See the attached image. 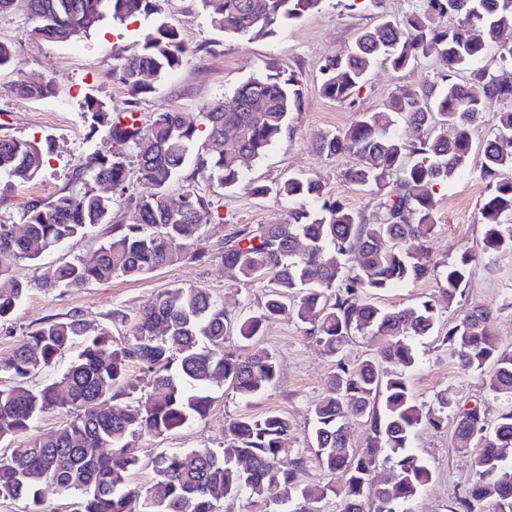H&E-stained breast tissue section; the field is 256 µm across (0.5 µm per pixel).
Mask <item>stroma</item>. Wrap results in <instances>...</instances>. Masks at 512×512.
<instances>
[{
	"mask_svg": "<svg viewBox=\"0 0 512 512\" xmlns=\"http://www.w3.org/2000/svg\"><path fill=\"white\" fill-rule=\"evenodd\" d=\"M418 7V0H361L356 8L351 0H323L318 10L290 22L275 35L248 40L224 35L200 9L198 0H165L163 14L179 29L188 53L180 68L156 82L151 93L136 98L114 77L112 68L118 58L137 48L151 30L152 19L123 26L107 18L88 36L55 43L35 33V23L23 9L0 11V41L8 44L12 52L9 65L0 69V137L53 145L41 174L32 182L12 187L0 180V219L12 224H20L31 200L79 190V169L92 154L110 148L108 128L93 125L82 113L86 96L103 101L114 116L125 114L133 106L145 115L175 111L195 117L227 99L236 85L269 63L283 73L295 74L301 92V105L293 115L291 132L245 172L243 187L226 190L211 180L209 170L193 165L185 169V176L219 203L210 224L201 229L205 259L187 260L138 278L119 277L80 288H44L49 269L93 250L111 235L113 225L129 222L126 197L114 198L111 223L96 225L85 238L44 254L38 263L15 266V275L27 282L28 291L11 319L0 323V357L10 353L45 319L75 312L109 328L116 341H130L128 327L113 324V311L136 314L175 286L208 289L228 310L241 316L255 311L274 282L268 277L247 284L229 280L221 260L224 242L243 224L286 222L288 204L272 193L252 195L246 188L249 182L273 186L294 175H311L321 180L328 197L359 213L364 222L385 223L386 213L376 197L342 179L352 158L346 154L332 159L320 156L311 140L319 132L348 127L359 113L378 110L400 87L437 79L446 73L447 66L435 57L402 72L376 63L359 96L345 103L321 94L320 66L327 57L349 47L362 30L375 27L385 18L401 21ZM50 77L57 81L53 96L31 98L18 89L19 82L38 83ZM486 192L487 186L475 170L435 191L437 226L425 244L430 263L448 262L466 251L481 256L462 298L450 305L443 303L444 283L430 276L387 289L372 296L371 301L386 308L424 300L436 304L439 320L433 333L413 342L417 361L407 374L411 391L419 403L429 405L437 392L448 390L467 406L484 404L493 419L502 409L500 401L488 395L483 375L459 368L443 342L449 326L474 308L490 307L494 310L491 326L496 342L501 349L512 351V252L481 251L485 226L480 206ZM257 345L277 360L275 382L257 397L245 400L223 380H215L207 388L211 409L206 417L161 437L147 433L131 437L130 448L141 460L140 469L130 477L131 485L151 481V461L158 454L222 448L227 421L241 415L258 417L269 411L287 415L291 424L284 456L302 461L296 472L297 484L316 488L327 483L309 443V410L326 394L336 371L335 359L323 353L307 325L285 316L267 324ZM412 448L433 471L432 480L412 504L413 512H454L475 475L471 453L454 446L453 420H445L437 429L420 428ZM79 500V494L66 495L47 484L42 488L39 505H32L23 497L0 498V512H75Z\"/></svg>",
	"mask_w": 512,
	"mask_h": 512,
	"instance_id": "35a3bbf8",
	"label": "stroma"
}]
</instances>
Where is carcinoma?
Returning <instances> with one entry per match:
<instances>
[{
	"label": "carcinoma",
	"instance_id": "1",
	"mask_svg": "<svg viewBox=\"0 0 512 512\" xmlns=\"http://www.w3.org/2000/svg\"><path fill=\"white\" fill-rule=\"evenodd\" d=\"M159 0H24L43 39L66 42L87 34L106 16L123 24L138 16L161 14ZM211 23L227 34L265 38L286 21L316 9L323 0H199ZM512 28V0H420L403 23L384 21L364 30L354 45L321 66V94L337 102L354 98L374 62L382 57L395 70L430 56L448 65L440 80L405 86L376 112H363L339 132L322 131L311 144L327 159L352 155L346 181L368 187L386 210L387 222L366 224L338 200L326 197L313 177L289 178L276 186L288 201L284 224H243L228 235L221 259L235 283L271 276L275 289L251 315L239 317L198 287L171 288L133 318L112 313V323L129 325L131 343H116L110 332L74 313L47 319L28 339L0 359V371L19 384L0 389V439H13L47 412L73 413L62 429L40 433L0 455V497L39 503L41 486L50 482L64 493L82 496L76 512H215L217 503L243 493L286 512H308L306 504L331 492L342 512H365L366 491L374 486L375 512H411L410 504L432 479L429 465L410 447L424 425L438 427L453 415L456 447L478 449L476 480L455 512H512V351L499 348L491 328L493 312L479 307L448 327L444 342L457 364L485 376L486 387L504 406L493 425L483 407L466 408L436 394L435 405L417 403L404 377L416 362L413 340L433 332L436 306L423 301L401 309H383L366 297L429 275L444 280L442 299L451 305L468 288L472 252L433 266L423 262L424 242L436 227L433 189L448 183L473 161L472 127L494 113L495 133L481 150L479 176L488 193L480 213L486 231L483 252L512 251V83L483 65L494 54L512 64V43L499 40ZM187 48L177 28L158 20L137 51L120 59L115 76L136 97L152 92L154 82L179 68ZM459 70L469 79H453ZM56 80L19 84L32 98L56 91ZM236 112L219 102L202 118L181 112L140 116L131 123L110 122L106 106L85 97L83 114L109 127L112 151L96 153L83 167L88 179L76 192L51 200H32L25 230L0 221V322L10 320L28 285L13 274L15 265L35 262L43 253L84 238L89 229L109 222L111 202L93 184L106 181L123 195L131 164L153 192L133 197L131 220L112 225V235L74 261L45 277L51 288H79L114 277L142 276L187 258L206 257L201 229L213 217L212 202L183 177L190 162L210 170L217 185L234 189L243 173L291 130V114L300 108L296 78L281 72L255 74L234 90ZM402 116L421 135L412 142L392 127ZM453 134H448V131ZM206 133L201 150L193 152ZM45 152L35 142L0 138V178L8 185L35 179ZM181 183L180 205H169L171 184ZM356 264L348 265L351 254ZM334 302L327 303V293ZM312 325L322 351L336 359L329 389L311 409L310 444L320 468L333 480L320 489L299 488L295 471L301 459L282 457L290 432L288 416L269 411L239 416L224 427V448L161 453L152 462L150 484L130 487L140 459L129 452L128 438L163 436L210 408L209 383L222 377L243 399L257 396L276 378L275 357L255 349L245 357L224 348L229 337L250 345L266 324L281 316ZM359 333L380 340L376 356L345 362L343 350ZM81 351L69 367L36 387L24 385L34 371L51 366L76 343ZM153 369V393L132 397L129 365ZM366 419L365 447L349 445L344 418ZM112 452L106 453L104 449ZM385 462L392 481L377 480ZM340 477L334 481V477Z\"/></svg>",
	"mask_w": 512,
	"mask_h": 512
}]
</instances>
